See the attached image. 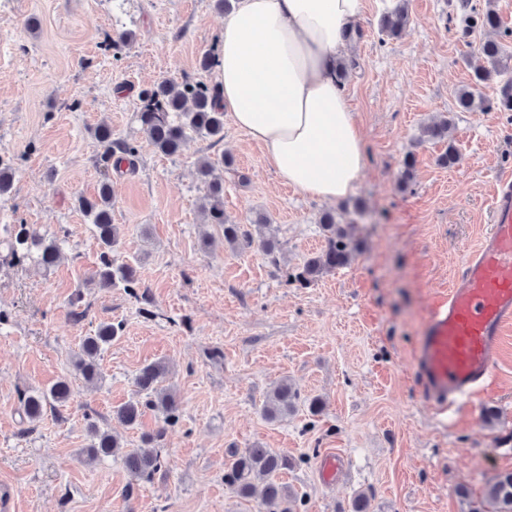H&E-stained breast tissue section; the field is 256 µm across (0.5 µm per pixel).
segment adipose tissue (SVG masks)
<instances>
[{
  "mask_svg": "<svg viewBox=\"0 0 512 512\" xmlns=\"http://www.w3.org/2000/svg\"><path fill=\"white\" fill-rule=\"evenodd\" d=\"M366 0H237L224 17L214 67L226 117L261 144L296 192L346 198L367 160L336 69L345 32Z\"/></svg>",
  "mask_w": 512,
  "mask_h": 512,
  "instance_id": "1",
  "label": "adipose tissue"
}]
</instances>
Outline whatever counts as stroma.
<instances>
[{
    "mask_svg": "<svg viewBox=\"0 0 512 512\" xmlns=\"http://www.w3.org/2000/svg\"><path fill=\"white\" fill-rule=\"evenodd\" d=\"M393 0H367L352 44L345 92L357 114L365 171L348 199L325 203L288 187L265 150L232 124L224 138L191 137L166 156L146 140L139 92L154 82L212 83L200 66L224 25L215 0H0V153L16 174L0 199V240L14 224L69 232L51 270L0 263V495L8 512H260L224 482V464L252 447L288 452L281 475L302 497L300 512H468L486 481L512 471V331L483 400L441 417L427 403L411 357L430 301L447 291L468 247L492 222L491 195L512 171V112L457 107L459 89L496 97L512 78V0H491L508 55L503 73L475 84L484 32L464 31L457 0H407L400 37L379 32ZM129 34L128 45L104 50ZM447 119L448 138L420 142L422 127ZM140 146L134 170L105 172L90 130L100 122ZM455 147L459 160L441 166ZM414 155L411 181L404 160ZM222 168L224 214L247 225L266 216L279 243L272 266L253 248L230 247L204 230L199 160ZM113 190L118 252L134 263L155 311L146 317L124 289L91 282L100 245L73 205ZM356 224L353 260L309 286L285 275L319 251V220ZM210 232L212 247L202 244ZM82 291L85 316L69 300ZM103 322L120 336L97 356L102 377L89 385L73 370L84 336ZM165 361L180 404L176 423L145 410L124 427L112 417L135 393L141 367ZM69 377L74 397L31 430L18 393ZM301 395L277 421L262 412L281 380ZM323 410L311 414L308 401ZM116 432L122 451L91 462L86 415ZM163 431L164 467L133 481L124 452ZM340 453L345 475L324 480L320 461Z\"/></svg>",
    "mask_w": 512,
    "mask_h": 512,
    "instance_id": "1",
    "label": "stroma"
}]
</instances>
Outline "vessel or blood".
<instances>
[{
    "instance_id": "1",
    "label": "vessel or blood",
    "mask_w": 512,
    "mask_h": 512,
    "mask_svg": "<svg viewBox=\"0 0 512 512\" xmlns=\"http://www.w3.org/2000/svg\"><path fill=\"white\" fill-rule=\"evenodd\" d=\"M493 222L445 298L426 313L413 351L422 394L445 414L490 381L512 328V177L497 179Z\"/></svg>"
}]
</instances>
